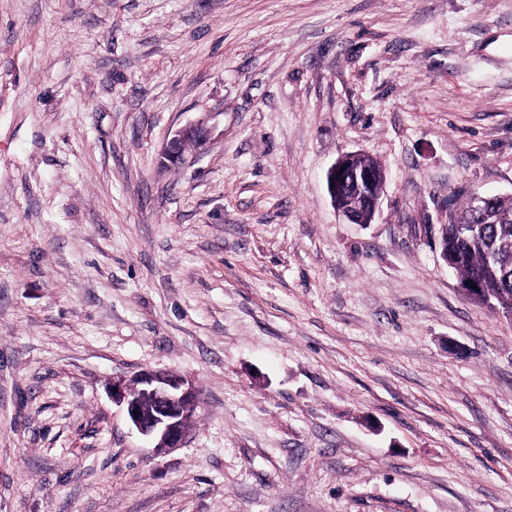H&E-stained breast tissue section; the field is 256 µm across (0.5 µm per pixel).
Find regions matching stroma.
I'll list each match as a JSON object with an SVG mask.
<instances>
[{
  "label": "stroma",
  "mask_w": 512,
  "mask_h": 512,
  "mask_svg": "<svg viewBox=\"0 0 512 512\" xmlns=\"http://www.w3.org/2000/svg\"><path fill=\"white\" fill-rule=\"evenodd\" d=\"M478 191L512 0H0V512H512V320L438 245ZM145 370L184 447L113 402ZM192 138L198 148L206 146L210 138V131L203 124L187 126L166 145L163 159L171 164H178L183 160L182 146L186 139ZM355 155L356 154L353 153L344 154L336 160L335 164L328 171L327 188L334 206L339 213L353 224H368L371 223V220L379 208L384 179L380 191L377 194L372 195L367 192L358 194L359 206L356 210H346L339 205L340 190L349 180H354L369 189L371 188V173L367 170L352 167V159ZM330 181H333V185H330ZM363 217H366L368 220L363 221ZM143 397L153 401L149 411L142 407ZM112 400L123 405L132 426L162 452L184 444L197 392L192 383L174 373L145 371L129 383L112 382ZM134 411H138L137 417Z\"/></svg>",
  "instance_id": "obj_1"
}]
</instances>
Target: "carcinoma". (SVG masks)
I'll list each match as a JSON object with an SVG mask.
<instances>
[{
    "mask_svg": "<svg viewBox=\"0 0 512 512\" xmlns=\"http://www.w3.org/2000/svg\"><path fill=\"white\" fill-rule=\"evenodd\" d=\"M439 245L461 282L479 281L475 300L512 315V196L494 198L482 212L467 201L441 225Z\"/></svg>",
    "mask_w": 512,
    "mask_h": 512,
    "instance_id": "obj_1",
    "label": "carcinoma"
}]
</instances>
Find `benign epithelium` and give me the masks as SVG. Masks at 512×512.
Here are the masks:
<instances>
[{"label": "benign epithelium", "mask_w": 512, "mask_h": 512, "mask_svg": "<svg viewBox=\"0 0 512 512\" xmlns=\"http://www.w3.org/2000/svg\"><path fill=\"white\" fill-rule=\"evenodd\" d=\"M188 138L202 148L209 141L210 131L201 124L182 129L166 145L163 159L171 164L180 163L183 160L182 146ZM352 159L353 154H344L330 168L328 192L336 210L351 223L369 224L379 208L381 194H358L359 206L352 211L339 205L340 190L348 181L371 187V173L352 167ZM112 387L116 388L112 399L123 405L129 422L153 443L157 451L179 448L184 444L189 431L188 415L193 413L197 401L196 388L192 383L174 373L145 371L128 383L114 382Z\"/></svg>", "instance_id": "benign-epithelium-1"}]
</instances>
